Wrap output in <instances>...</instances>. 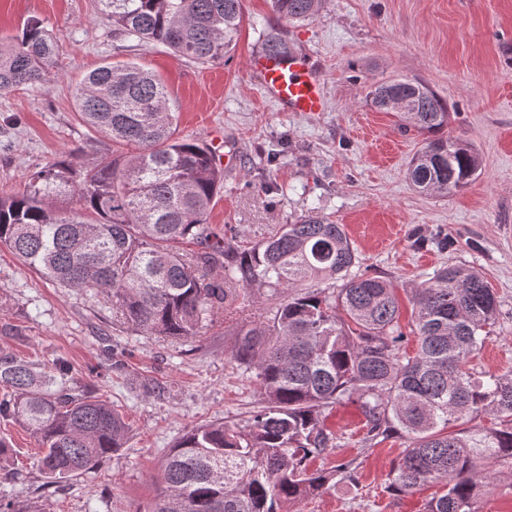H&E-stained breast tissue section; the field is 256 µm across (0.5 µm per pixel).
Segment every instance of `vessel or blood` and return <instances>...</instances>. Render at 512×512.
<instances>
[{"mask_svg": "<svg viewBox=\"0 0 512 512\" xmlns=\"http://www.w3.org/2000/svg\"><path fill=\"white\" fill-rule=\"evenodd\" d=\"M248 69L281 111H324L322 74L312 55L294 51L280 56L260 51L250 57Z\"/></svg>", "mask_w": 512, "mask_h": 512, "instance_id": "vessel-or-blood-1", "label": "vessel or blood"}]
</instances>
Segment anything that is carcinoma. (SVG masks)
<instances>
[{"mask_svg": "<svg viewBox=\"0 0 512 512\" xmlns=\"http://www.w3.org/2000/svg\"><path fill=\"white\" fill-rule=\"evenodd\" d=\"M115 34L158 44L198 63H220L236 40L242 0H99ZM324 0H271L289 22L314 19ZM279 32L261 50L285 54ZM55 41L27 20L0 40V93L47 85ZM84 125L133 148L76 178L61 163L29 172L25 190L0 195V247L47 279L107 299L118 320L149 336L200 335L211 313L256 294L279 299L272 316L237 331L229 356L255 376L264 406L244 428L195 426L167 455L164 490L152 512H290L328 489L334 473L309 469L333 447L325 412L351 402L365 418V440L402 431L409 444L388 488L435 483L425 512H480L486 466L512 462V373L476 376L467 364L483 346L498 300L469 266L438 270L414 290L416 351L409 355L399 306L387 280L351 273L357 256L342 224L310 216L282 224L243 248L214 233L207 212L224 182L213 151L177 134L163 81L133 61L106 62L73 88ZM366 98L426 135L408 166L423 192L448 194L481 170L471 144L448 134V102L415 79L376 84ZM72 200L60 208L54 200ZM191 242L196 249L180 251ZM315 279L330 281L311 288ZM67 369L0 354V418L23 424L41 445L43 486L100 466L129 435L122 414L67 384ZM485 415L492 426L466 424ZM0 512H42L0 501Z\"/></svg>", "mask_w": 512, "mask_h": 512, "instance_id": "1", "label": "carcinoma"}]
</instances>
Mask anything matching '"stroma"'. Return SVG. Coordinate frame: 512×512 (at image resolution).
Segmentation results:
<instances>
[{"mask_svg": "<svg viewBox=\"0 0 512 512\" xmlns=\"http://www.w3.org/2000/svg\"><path fill=\"white\" fill-rule=\"evenodd\" d=\"M242 12L223 63L201 64L114 37L97 0H0V39L37 18L58 49L50 85L0 94V195L22 190L32 168L62 161L79 175L119 153L83 125L72 86L103 63L138 62L164 81L179 135L205 144L220 138L230 157L208 215L217 233L251 245L306 213L344 225L358 272L393 284L406 333L415 288L442 267H473L493 288L499 315L468 366L477 375L512 372V0H326L304 24L277 18L270 0H242ZM265 28L318 61L325 112H282L262 100L247 64ZM401 77L453 103L450 133L480 155L478 177L459 192L416 189L407 168L424 135L368 104L371 86ZM274 306L261 297L216 309L188 340L148 336L117 323L111 304L93 291L60 287L1 248L0 353L48 367L66 363L72 385L108 401L131 432L119 455L45 497L38 440L0 420L21 471L18 480L0 479V498L41 499L48 512H151L162 462L178 437L205 423L245 425L262 406L258 385L227 351L246 318ZM145 377L166 384L168 394L144 397ZM327 424L338 441L314 465L332 470L348 462L354 478L333 480L293 512H425L439 485L387 488L408 444L404 434L364 443V419L351 403L336 406ZM493 469L480 510L512 512V464Z\"/></svg>", "mask_w": 512, "mask_h": 512, "instance_id": "1", "label": "stroma"}]
</instances>
